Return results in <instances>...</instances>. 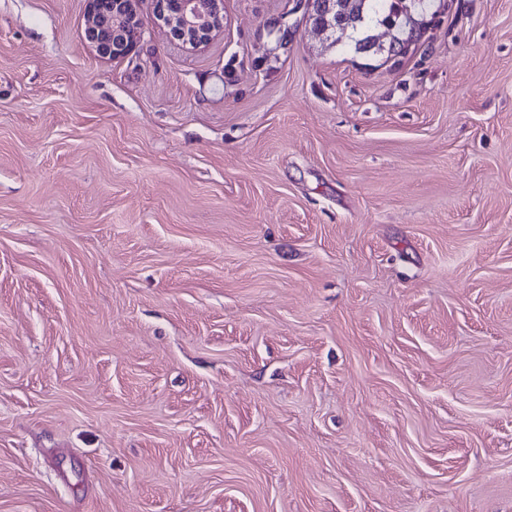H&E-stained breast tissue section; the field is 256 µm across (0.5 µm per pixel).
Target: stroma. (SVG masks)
Returning <instances> with one entry per match:
<instances>
[{
	"label": "stroma",
	"instance_id": "1",
	"mask_svg": "<svg viewBox=\"0 0 512 512\" xmlns=\"http://www.w3.org/2000/svg\"><path fill=\"white\" fill-rule=\"evenodd\" d=\"M85 6L0 0V512H512V0ZM117 29L123 39L115 43L112 33ZM85 36L102 57L129 55L140 38L136 0H87ZM157 20L191 48L206 44L224 27L223 0H153ZM298 8L310 13L315 28L327 38L336 37V30L343 29V24L336 25L335 0H296ZM330 17V19H329ZM358 4V13L348 16L347 40L357 52H369L376 48L372 31L379 26H392L393 37L388 44L390 56L404 55L413 41V21L408 7L401 6L403 0H353Z\"/></svg>",
	"mask_w": 512,
	"mask_h": 512
}]
</instances>
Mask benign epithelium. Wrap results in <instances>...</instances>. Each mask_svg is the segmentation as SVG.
Masks as SVG:
<instances>
[{"label": "benign epithelium", "instance_id": "obj_1", "mask_svg": "<svg viewBox=\"0 0 512 512\" xmlns=\"http://www.w3.org/2000/svg\"><path fill=\"white\" fill-rule=\"evenodd\" d=\"M157 20L191 48L206 44L224 27V0H153ZM318 32L336 36V0H296ZM87 41L102 57H125L140 38L136 0H87Z\"/></svg>", "mask_w": 512, "mask_h": 512}]
</instances>
